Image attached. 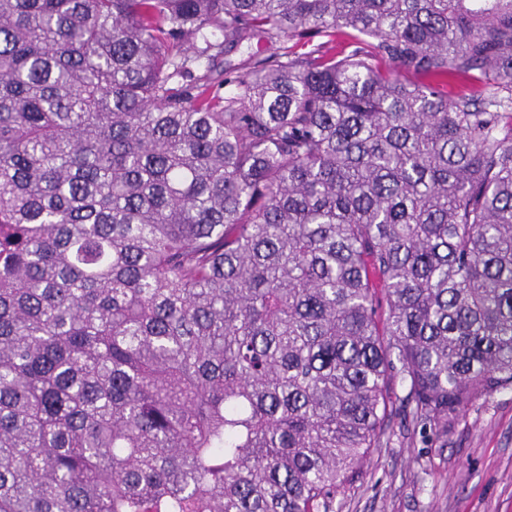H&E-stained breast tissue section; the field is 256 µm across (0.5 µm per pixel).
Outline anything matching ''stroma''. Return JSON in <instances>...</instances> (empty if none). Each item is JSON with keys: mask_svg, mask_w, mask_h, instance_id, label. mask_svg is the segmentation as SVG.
Masks as SVG:
<instances>
[{"mask_svg": "<svg viewBox=\"0 0 512 512\" xmlns=\"http://www.w3.org/2000/svg\"><path fill=\"white\" fill-rule=\"evenodd\" d=\"M333 512H512V389L469 407L446 437L394 416Z\"/></svg>", "mask_w": 512, "mask_h": 512, "instance_id": "obj_1", "label": "stroma"}]
</instances>
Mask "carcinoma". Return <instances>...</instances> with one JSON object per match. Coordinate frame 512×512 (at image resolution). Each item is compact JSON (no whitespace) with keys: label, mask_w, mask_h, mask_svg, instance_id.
Masks as SVG:
<instances>
[{"label":"carcinoma","mask_w":512,"mask_h":512,"mask_svg":"<svg viewBox=\"0 0 512 512\" xmlns=\"http://www.w3.org/2000/svg\"><path fill=\"white\" fill-rule=\"evenodd\" d=\"M503 389L512 0H0V512H330Z\"/></svg>","instance_id":"obj_1"}]
</instances>
